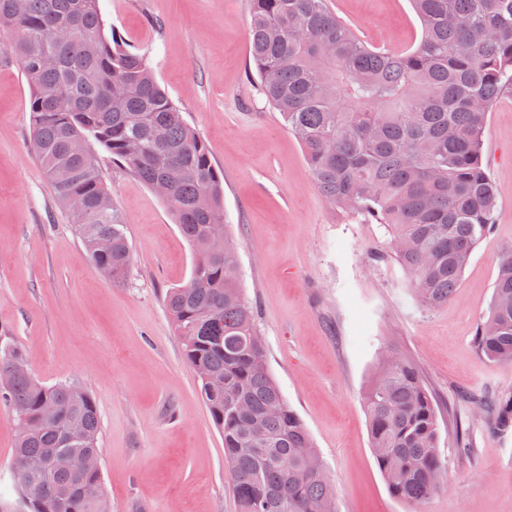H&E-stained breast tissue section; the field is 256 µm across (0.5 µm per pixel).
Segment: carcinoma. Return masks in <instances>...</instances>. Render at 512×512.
<instances>
[{"label":"carcinoma","instance_id":"cac0c4a2","mask_svg":"<svg viewBox=\"0 0 512 512\" xmlns=\"http://www.w3.org/2000/svg\"><path fill=\"white\" fill-rule=\"evenodd\" d=\"M0 0V30L30 90L31 141L42 173L94 265L126 280L131 254L99 152L144 184L165 179L174 223L195 254L190 281L166 310L224 437L240 512H336V497L305 425L270 374L253 306L240 283L224 219V178L206 141L183 119L146 54L105 31L100 0ZM249 48L260 93L304 151L315 183L337 210L390 229L395 261L415 298L439 307L454 294L475 248L493 231L494 187L482 138L488 113L512 91V0H412L421 41L412 51L374 48L328 0H250ZM52 56L47 66L43 58ZM93 151L76 155L70 140ZM140 143L135 154L131 142ZM111 240L101 251L97 242ZM224 240V252L210 249ZM475 343L492 363L512 362V255L498 267ZM224 380L212 391L204 376ZM0 398L19 435L16 485L30 512H111L102 471L75 474L59 461L100 454L92 396L47 386L15 349H0ZM498 431L512 427V395L481 402ZM373 457L396 499L417 507L446 487L440 424L414 362L386 356L366 402ZM78 425L82 436L65 437Z\"/></svg>","mask_w":512,"mask_h":512}]
</instances>
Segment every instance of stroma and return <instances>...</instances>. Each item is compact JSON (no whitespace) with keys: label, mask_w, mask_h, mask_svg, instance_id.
<instances>
[{"label":"stroma","mask_w":512,"mask_h":512,"mask_svg":"<svg viewBox=\"0 0 512 512\" xmlns=\"http://www.w3.org/2000/svg\"><path fill=\"white\" fill-rule=\"evenodd\" d=\"M368 45L415 49L410 0H329ZM107 27L151 61L224 176L227 229L257 311L267 365L309 430L337 512H412L372 457L365 396L381 357L411 358L439 410L447 485L423 512H512V433L477 405L512 393V364L474 339L501 256L512 250V92L488 115L483 157L497 197L494 233L473 252L447 304L417 303L385 225L339 212L315 185L300 143L259 92L250 0H101ZM0 33V346L46 385L94 397L112 512H239L197 377L167 315L169 288L194 260L169 204L101 156L127 227L125 284L99 274L30 141L29 87ZM17 426L0 403V497L11 500ZM469 453H462V444Z\"/></svg>","instance_id":"1"}]
</instances>
